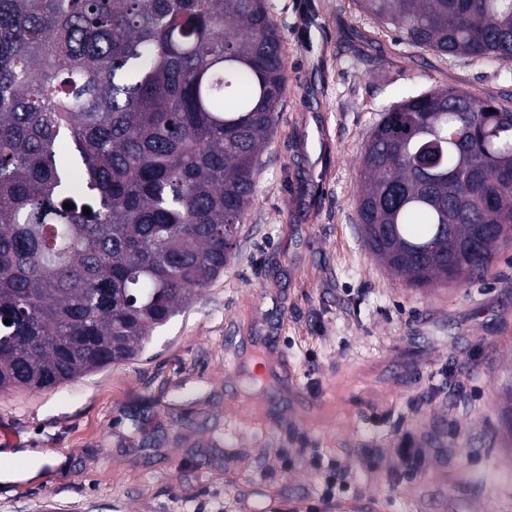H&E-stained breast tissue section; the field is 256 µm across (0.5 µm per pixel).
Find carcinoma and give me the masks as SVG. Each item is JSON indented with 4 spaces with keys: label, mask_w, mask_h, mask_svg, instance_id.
I'll return each instance as SVG.
<instances>
[{
    "label": "carcinoma",
    "mask_w": 512,
    "mask_h": 512,
    "mask_svg": "<svg viewBox=\"0 0 512 512\" xmlns=\"http://www.w3.org/2000/svg\"><path fill=\"white\" fill-rule=\"evenodd\" d=\"M354 2L412 47L512 61V0ZM286 80L270 0H0V393L141 357L224 272ZM363 168L364 242L413 288L512 242V109L413 94Z\"/></svg>",
    "instance_id": "carcinoma-1"
}]
</instances>
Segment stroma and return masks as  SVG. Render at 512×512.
<instances>
[{"label":"stroma","mask_w":512,"mask_h":512,"mask_svg":"<svg viewBox=\"0 0 512 512\" xmlns=\"http://www.w3.org/2000/svg\"><path fill=\"white\" fill-rule=\"evenodd\" d=\"M287 90L223 274L146 353L45 392L0 394L5 451L54 460L0 512H512L501 388L512 375V245L481 280L412 288L365 246L363 145L381 112L452 87L512 108V61L400 41L353 0H270ZM425 470L399 486L403 438Z\"/></svg>","instance_id":"stroma-1"}]
</instances>
